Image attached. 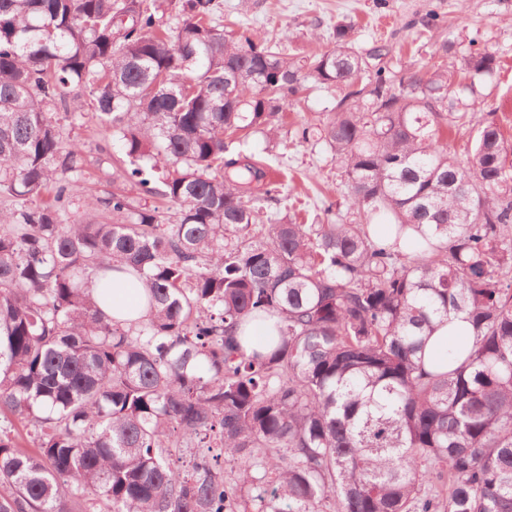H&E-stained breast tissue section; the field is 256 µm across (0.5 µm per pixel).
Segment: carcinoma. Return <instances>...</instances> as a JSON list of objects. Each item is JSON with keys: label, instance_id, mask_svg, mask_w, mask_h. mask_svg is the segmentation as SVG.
<instances>
[{"label": "carcinoma", "instance_id": "cac0c4a2", "mask_svg": "<svg viewBox=\"0 0 512 512\" xmlns=\"http://www.w3.org/2000/svg\"><path fill=\"white\" fill-rule=\"evenodd\" d=\"M162 6L0 0V512H512V144L474 122L496 55L444 39L388 73L339 24L296 61L226 35L223 0L174 27ZM313 86L338 99L296 134L344 170L347 215L263 222L285 186L235 144ZM73 90L174 223L82 193L51 113L82 117ZM472 125L461 161L440 132ZM112 270L145 278L143 319L98 306ZM452 312L472 347L428 368Z\"/></svg>", "mask_w": 512, "mask_h": 512}]
</instances>
